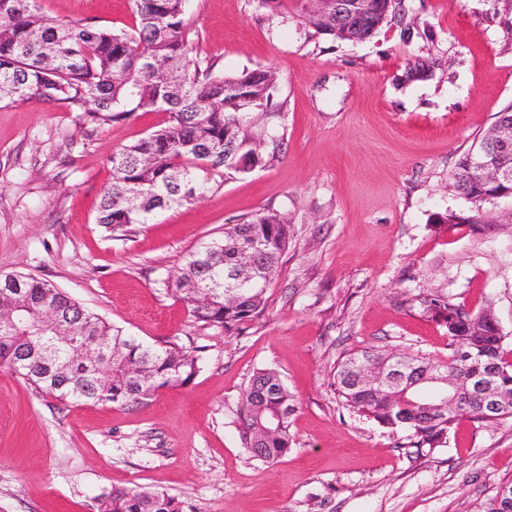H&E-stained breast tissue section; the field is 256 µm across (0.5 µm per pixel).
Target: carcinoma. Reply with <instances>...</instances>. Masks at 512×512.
I'll return each instance as SVG.
<instances>
[{
	"instance_id": "1",
	"label": "carcinoma",
	"mask_w": 512,
	"mask_h": 512,
	"mask_svg": "<svg viewBox=\"0 0 512 512\" xmlns=\"http://www.w3.org/2000/svg\"><path fill=\"white\" fill-rule=\"evenodd\" d=\"M135 17L131 32H114L80 22L57 24L37 13L36 0H0V102L41 100L83 112L95 125L124 121L138 112H165V125L119 147L112 155V183L101 195L96 223L111 231L147 224L162 210L203 197L221 171L245 173L241 163L265 167L274 158L254 134L249 116L268 107L275 81L256 69L226 75L194 56L186 0H130ZM375 15L351 32L336 15L312 13L305 0L294 9L318 34L344 42L371 38L394 16L393 0H373ZM488 135L461 158L453 187L472 205L471 214L448 215V222L481 224L483 205L512 199V183L489 184L473 167ZM287 218L274 211L243 224H227L222 234L187 251L176 269L160 279L162 287L184 302L194 320L228 331L262 314L263 273L280 268L288 248ZM24 321L0 322V368L60 401L84 404H138L161 388L184 386L200 370L201 357L174 342L151 344L74 302L53 284L25 273L0 275V315L17 307ZM421 312L448 329V361L407 355L418 366L409 377L451 374L462 381L479 370L474 358L456 356L467 345L484 363L494 365L499 381L512 392V349L507 336L493 329L491 309L470 313L452 299L428 294ZM71 320L67 343L54 357L32 355L45 336L47 313ZM112 354L102 358L96 346ZM397 353L365 348L337 365L333 386L353 413L391 432L406 433L410 446L430 451L448 446L459 414L426 411L436 402L424 382L414 389L417 404L402 408L383 389L375 395L357 385L353 370L362 361L387 367ZM294 396L273 369H260L242 391L239 436L253 457L275 461L290 450ZM98 512H183L181 503L163 492L118 488L103 496Z\"/></svg>"
}]
</instances>
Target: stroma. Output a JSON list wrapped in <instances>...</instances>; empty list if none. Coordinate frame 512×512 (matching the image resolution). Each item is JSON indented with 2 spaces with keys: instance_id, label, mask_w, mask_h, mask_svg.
I'll return each instance as SVG.
<instances>
[{
  "instance_id": "35a3bbf8",
  "label": "stroma",
  "mask_w": 512,
  "mask_h": 512,
  "mask_svg": "<svg viewBox=\"0 0 512 512\" xmlns=\"http://www.w3.org/2000/svg\"><path fill=\"white\" fill-rule=\"evenodd\" d=\"M46 19L131 30L129 0H37ZM370 39L334 41L258 0H187L201 59L274 69L255 128L277 159L214 177L206 196L114 233L97 224L112 154L163 112L101 127L63 104H0V273L53 283L150 343L200 349L187 385L138 404L63 403L0 369V512H97L115 488L164 491L184 512H478L512 482V419H460L447 447L406 445L346 409L331 376L375 347L447 359L424 316L437 293L492 307L512 339V200L484 224L450 186L459 158L512 103V0H397ZM274 210L290 226L263 313L203 328L159 284L224 225ZM293 394V444L253 458L240 397L260 369Z\"/></svg>"
}]
</instances>
